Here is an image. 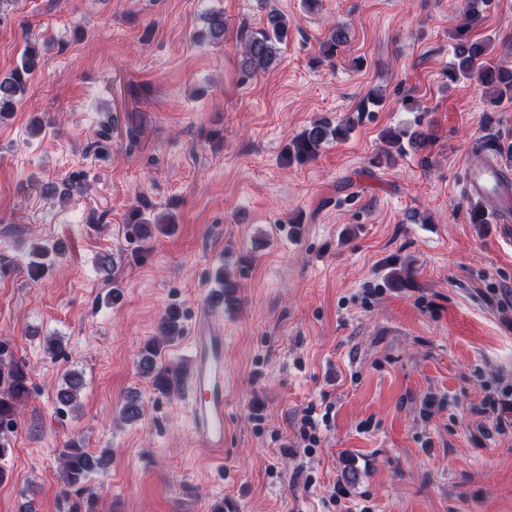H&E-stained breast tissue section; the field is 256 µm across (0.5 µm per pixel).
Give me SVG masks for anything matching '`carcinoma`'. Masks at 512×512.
<instances>
[{
    "label": "carcinoma",
    "instance_id": "obj_1",
    "mask_svg": "<svg viewBox=\"0 0 512 512\" xmlns=\"http://www.w3.org/2000/svg\"><path fill=\"white\" fill-rule=\"evenodd\" d=\"M493 0H464L462 23L454 34L453 59L448 65V80L458 82L463 78H476L484 91L491 92L489 104L499 108L512 103V66L486 65L482 59L489 45L471 35L473 28L484 19L485 13L492 7ZM210 37L215 42L224 41V12L212 10L203 16ZM288 18L274 11L267 15L263 27L242 34L240 69L246 75L269 70L278 60L280 45L288 38ZM347 42L346 30L333 29L320 47L321 57L332 60L340 48ZM42 44L32 36L25 39L21 64L9 77L0 78V117L15 111L26 89V84L40 63ZM351 125L331 127L329 123L315 121L310 124L293 142L295 156L309 157L317 152L321 145L329 140H339L346 136ZM381 138L387 145L383 157L377 161H394L393 154L405 153V146L421 147L425 135L421 132H409L406 129L389 128L382 132ZM180 334L179 315L172 310L163 318L160 325V340L148 341L140 354V367L143 374L149 376L153 386L161 393L173 392L179 383V373L158 363L161 357V343L174 341ZM30 371L25 362L8 354L7 346L0 343V458L11 451V445L4 435L20 414L23 401L29 392ZM82 386L79 375L71 373L66 378V387L58 392V399L65 408L74 406L77 392ZM61 475L67 486H75L85 478L102 468L106 459L102 455H93L72 440L65 444L59 454Z\"/></svg>",
    "mask_w": 512,
    "mask_h": 512
}]
</instances>
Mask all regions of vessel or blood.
<instances>
[{
  "label": "vessel or blood",
  "mask_w": 512,
  "mask_h": 512,
  "mask_svg": "<svg viewBox=\"0 0 512 512\" xmlns=\"http://www.w3.org/2000/svg\"><path fill=\"white\" fill-rule=\"evenodd\" d=\"M466 194L488 198L500 223L512 221V174L491 157L469 169ZM194 371L188 387L196 438L216 454L224 452V329L200 312L193 336Z\"/></svg>",
  "instance_id": "1"
}]
</instances>
